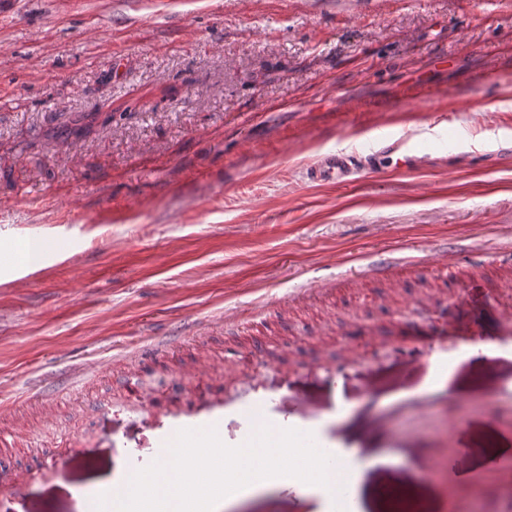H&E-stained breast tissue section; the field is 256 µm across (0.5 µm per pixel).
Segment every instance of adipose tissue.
<instances>
[{
    "mask_svg": "<svg viewBox=\"0 0 512 512\" xmlns=\"http://www.w3.org/2000/svg\"><path fill=\"white\" fill-rule=\"evenodd\" d=\"M70 255V250L55 237H14L0 245V282L23 278Z\"/></svg>",
    "mask_w": 512,
    "mask_h": 512,
    "instance_id": "adipose-tissue-1",
    "label": "adipose tissue"
}]
</instances>
